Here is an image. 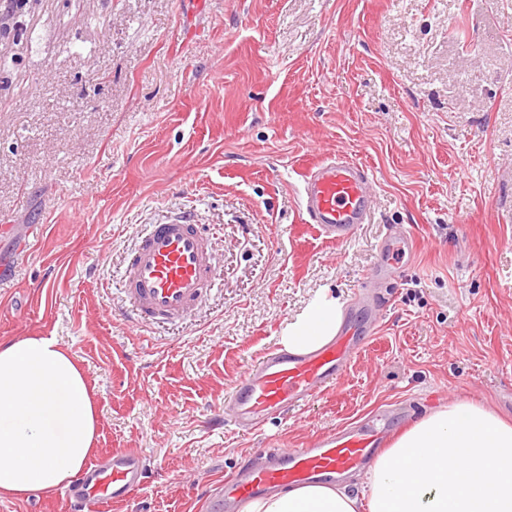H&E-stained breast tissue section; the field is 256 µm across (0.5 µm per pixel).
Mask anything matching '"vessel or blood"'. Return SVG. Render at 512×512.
<instances>
[{
  "label": "vessel or blood",
  "mask_w": 512,
  "mask_h": 512,
  "mask_svg": "<svg viewBox=\"0 0 512 512\" xmlns=\"http://www.w3.org/2000/svg\"><path fill=\"white\" fill-rule=\"evenodd\" d=\"M375 198L368 169L343 153L326 155L301 174L300 209L324 239L340 243L368 223ZM217 282L212 242L187 218L152 225L129 254L121 280L132 324H173L188 317ZM354 332L343 330L319 349L266 355L234 382L218 422L255 429L308 402L334 385L361 350ZM391 432L387 414L318 435L304 448H263L258 462L226 478L221 508L244 503L275 488L313 482L335 483L365 469ZM143 464L133 450L113 451L91 463L64 491L72 512H102L129 499L142 485Z\"/></svg>",
  "instance_id": "1"
}]
</instances>
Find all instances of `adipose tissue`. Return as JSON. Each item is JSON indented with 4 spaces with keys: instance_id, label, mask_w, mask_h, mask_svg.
<instances>
[{
    "instance_id": "1",
    "label": "adipose tissue",
    "mask_w": 512,
    "mask_h": 512,
    "mask_svg": "<svg viewBox=\"0 0 512 512\" xmlns=\"http://www.w3.org/2000/svg\"><path fill=\"white\" fill-rule=\"evenodd\" d=\"M339 299L321 294L289 322L280 343L305 353L332 340ZM97 410L74 355L56 340L0 342V492L49 493L92 453ZM512 512V423L486 405L441 406L400 432L363 479L361 496L305 484L245 502L240 512Z\"/></svg>"
}]
</instances>
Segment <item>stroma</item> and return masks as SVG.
<instances>
[{
	"mask_svg": "<svg viewBox=\"0 0 512 512\" xmlns=\"http://www.w3.org/2000/svg\"><path fill=\"white\" fill-rule=\"evenodd\" d=\"M512 0H0V341L52 336L96 395V448L149 478L107 512H212L261 448L456 401L512 419ZM366 165L370 223L332 244L300 175ZM213 235L184 321L121 315L149 225ZM385 310L357 302L391 227ZM368 339L334 386L255 433L214 428L233 382L320 292Z\"/></svg>",
	"mask_w": 512,
	"mask_h": 512,
	"instance_id": "obj_1",
	"label": "stroma"
}]
</instances>
